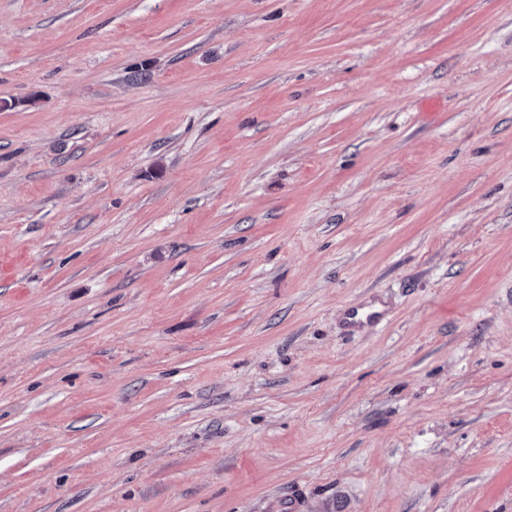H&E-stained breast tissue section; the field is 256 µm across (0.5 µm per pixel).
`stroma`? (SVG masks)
Returning <instances> with one entry per match:
<instances>
[{
    "instance_id": "1",
    "label": "stroma",
    "mask_w": 512,
    "mask_h": 512,
    "mask_svg": "<svg viewBox=\"0 0 512 512\" xmlns=\"http://www.w3.org/2000/svg\"><path fill=\"white\" fill-rule=\"evenodd\" d=\"M292 500L512 512V0H0V512ZM376 302L383 307L379 300H374L369 306L353 305L346 307L343 313L344 325L348 329L356 330L363 328L365 325L380 323L386 316V310L385 308L377 309Z\"/></svg>"
}]
</instances>
